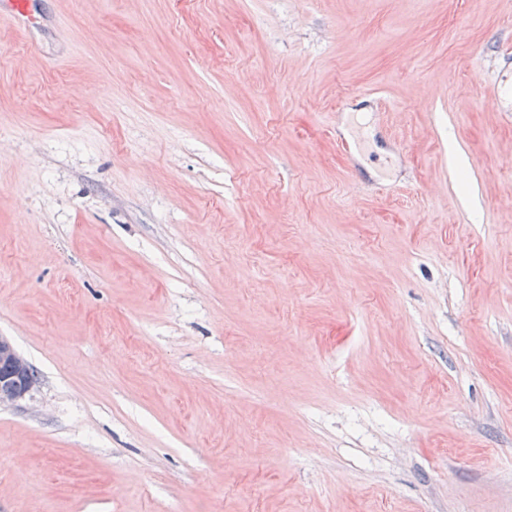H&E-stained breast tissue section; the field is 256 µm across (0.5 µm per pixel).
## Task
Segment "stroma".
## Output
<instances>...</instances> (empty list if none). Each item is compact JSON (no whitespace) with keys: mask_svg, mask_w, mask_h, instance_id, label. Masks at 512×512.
Segmentation results:
<instances>
[{"mask_svg":"<svg viewBox=\"0 0 512 512\" xmlns=\"http://www.w3.org/2000/svg\"><path fill=\"white\" fill-rule=\"evenodd\" d=\"M0 16V512H512V0ZM30 365L14 349L13 345L0 336V407L11 404L30 394L36 385L37 376ZM26 377L29 382L24 380Z\"/></svg>","mask_w":512,"mask_h":512,"instance_id":"stroma-1","label":"stroma"}]
</instances>
